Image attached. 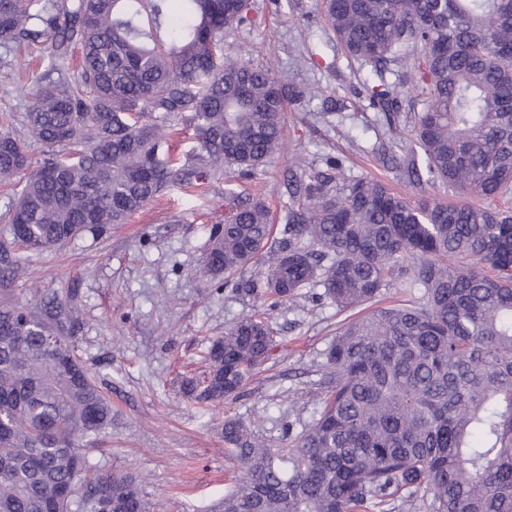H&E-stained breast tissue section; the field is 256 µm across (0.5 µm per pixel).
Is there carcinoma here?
Instances as JSON below:
<instances>
[{"label": "carcinoma", "instance_id": "obj_1", "mask_svg": "<svg viewBox=\"0 0 512 512\" xmlns=\"http://www.w3.org/2000/svg\"><path fill=\"white\" fill-rule=\"evenodd\" d=\"M327 29L370 68L363 94L411 127L392 169L477 203H413L387 184L302 171L288 186V239L269 207L225 196L209 272L278 301L324 288L340 308L397 282L412 297L346 324L315 373L312 421L274 448L224 422L240 476L221 512H512V0H321ZM250 0H0V46L47 61L26 114L47 157L0 215L32 251L124 224L166 189L216 173L249 178L283 143L288 86L226 42ZM395 71L390 82L386 73ZM423 110L415 111L417 104ZM197 133L162 153L166 119ZM30 167L0 133V181ZM0 303V512H159L127 476L91 472L80 442L112 406L76 354L78 309L31 289ZM63 333L50 351L44 336ZM269 323L236 322L208 350L198 399L236 395L273 349Z\"/></svg>", "mask_w": 512, "mask_h": 512}]
</instances>
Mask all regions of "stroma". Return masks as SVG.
Listing matches in <instances>:
<instances>
[{"instance_id":"stroma-1","label":"stroma","mask_w":512,"mask_h":512,"mask_svg":"<svg viewBox=\"0 0 512 512\" xmlns=\"http://www.w3.org/2000/svg\"><path fill=\"white\" fill-rule=\"evenodd\" d=\"M252 16V27L231 36L240 51L262 48L279 77L327 90L289 102L283 145L264 171L249 181L212 179L203 192L171 187L127 223L23 255L8 284L14 301L36 284L78 307L77 353L112 404V425L88 461L98 473L133 476L165 512H212L223 499L235 471L225 420H243L270 445L286 446L288 424L312 419L314 365L339 328L362 315L318 299L312 288L276 305L264 290L247 294L235 279L207 274L225 190L264 200L278 238L286 235L287 179L300 165L330 177L338 159L347 176L385 181L410 200L448 199L447 186L412 184L384 165L394 147L384 113L362 94L369 71L327 34L319 0H252ZM43 69L36 59L0 64V129L21 140L35 167L46 149L29 136L25 115L31 77ZM248 315L274 331L268 360L236 397L220 405L196 400L187 379L203 377L212 340Z\"/></svg>"}]
</instances>
